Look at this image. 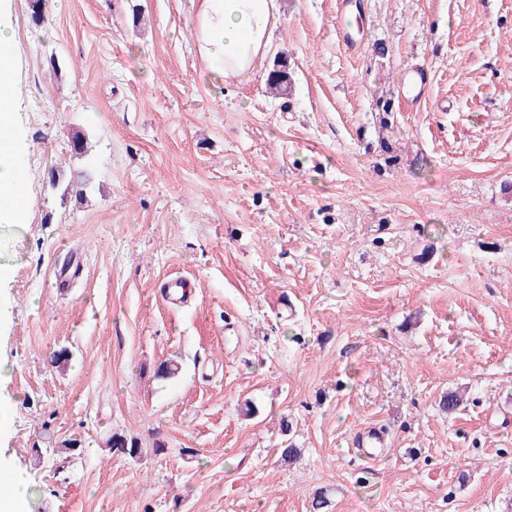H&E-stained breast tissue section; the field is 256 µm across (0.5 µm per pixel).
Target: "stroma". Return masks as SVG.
<instances>
[{
	"label": "stroma",
	"mask_w": 512,
	"mask_h": 512,
	"mask_svg": "<svg viewBox=\"0 0 512 512\" xmlns=\"http://www.w3.org/2000/svg\"><path fill=\"white\" fill-rule=\"evenodd\" d=\"M357 2L279 0L261 78L221 90L201 0H47L40 27L11 0L0 455L28 512H512V0ZM8 2L10 0L0 1V223L24 224L26 208L15 202L25 186L20 182L25 171L15 155L22 147L20 126L16 119L19 103L14 85L2 79V74L13 70L15 65L11 52L13 26ZM105 445L112 456L134 459L141 454L138 440L126 435L112 434L106 439Z\"/></svg>",
	"instance_id": "obj_1"
}]
</instances>
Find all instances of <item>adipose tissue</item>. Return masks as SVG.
<instances>
[{
    "label": "adipose tissue",
    "instance_id": "obj_1",
    "mask_svg": "<svg viewBox=\"0 0 512 512\" xmlns=\"http://www.w3.org/2000/svg\"><path fill=\"white\" fill-rule=\"evenodd\" d=\"M279 22L278 0H203L196 27L200 55L216 79L227 84L253 80L256 65L268 52ZM13 26L7 0H0V223L22 224L26 209L18 204L22 190V147L16 119L19 103L14 86L5 80L13 70Z\"/></svg>",
    "mask_w": 512,
    "mask_h": 512
}]
</instances>
